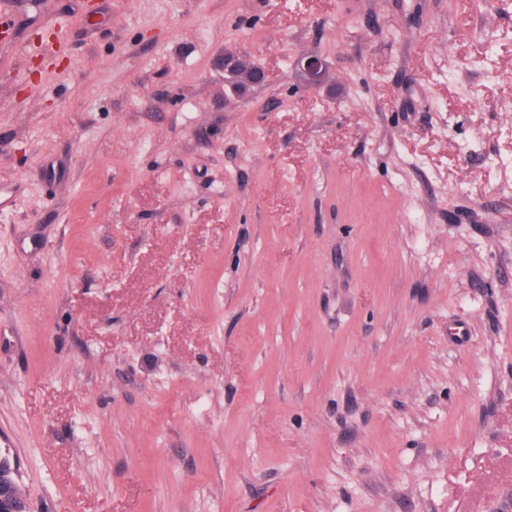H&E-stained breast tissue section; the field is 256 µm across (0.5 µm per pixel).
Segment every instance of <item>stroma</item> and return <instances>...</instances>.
<instances>
[{
  "label": "stroma",
  "instance_id": "stroma-1",
  "mask_svg": "<svg viewBox=\"0 0 512 512\" xmlns=\"http://www.w3.org/2000/svg\"><path fill=\"white\" fill-rule=\"evenodd\" d=\"M16 2L0 454L29 512L505 507L512 0ZM227 51L266 84L225 99ZM327 70V63L320 57L306 56L301 60L302 77L308 85L320 83L325 78Z\"/></svg>",
  "mask_w": 512,
  "mask_h": 512
}]
</instances>
